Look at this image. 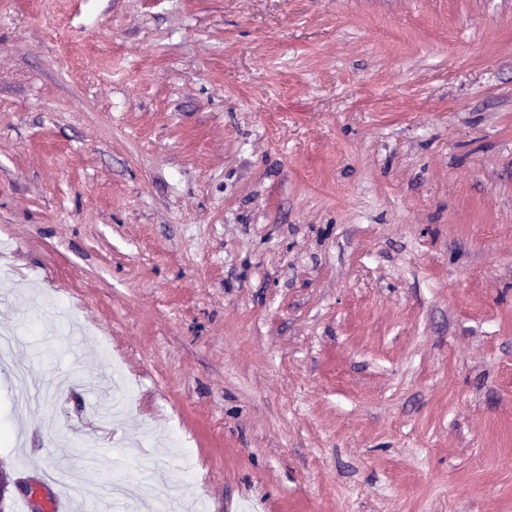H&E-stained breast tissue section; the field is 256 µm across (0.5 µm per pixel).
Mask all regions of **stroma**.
<instances>
[{
	"label": "stroma",
	"instance_id": "obj_1",
	"mask_svg": "<svg viewBox=\"0 0 512 512\" xmlns=\"http://www.w3.org/2000/svg\"><path fill=\"white\" fill-rule=\"evenodd\" d=\"M1 332L9 512H512V0H0Z\"/></svg>",
	"mask_w": 512,
	"mask_h": 512
}]
</instances>
